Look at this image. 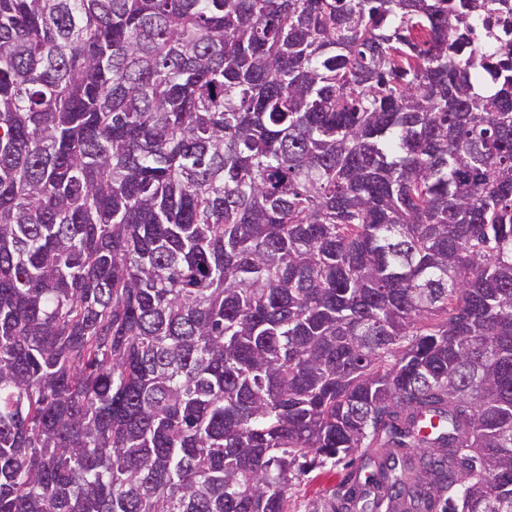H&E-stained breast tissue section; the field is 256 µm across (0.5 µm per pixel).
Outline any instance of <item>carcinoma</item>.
I'll return each mask as SVG.
<instances>
[{
    "label": "carcinoma",
    "instance_id": "cac0c4a2",
    "mask_svg": "<svg viewBox=\"0 0 512 512\" xmlns=\"http://www.w3.org/2000/svg\"><path fill=\"white\" fill-rule=\"evenodd\" d=\"M501 5L0 0V512H512ZM512 24V13H496L493 15H487L484 19L480 20L476 24V36L477 38L489 42L487 37V27L495 34L504 38V30L507 27L510 30ZM346 470L342 465L316 469L288 490V512H324L323 504L331 496Z\"/></svg>",
    "mask_w": 512,
    "mask_h": 512
}]
</instances>
